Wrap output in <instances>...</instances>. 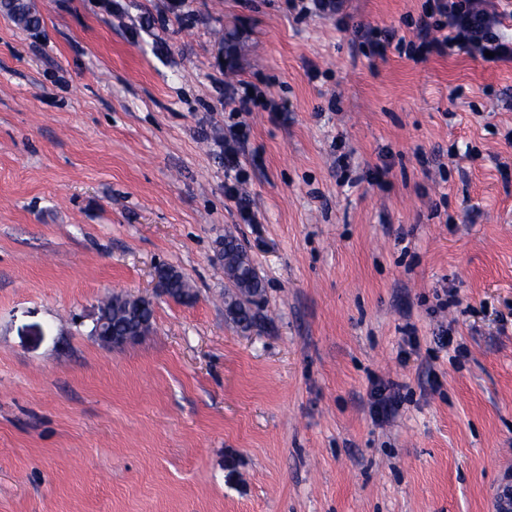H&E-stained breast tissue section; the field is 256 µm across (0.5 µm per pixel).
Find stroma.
<instances>
[{"label":"stroma","instance_id":"35a3bbf8","mask_svg":"<svg viewBox=\"0 0 512 512\" xmlns=\"http://www.w3.org/2000/svg\"><path fill=\"white\" fill-rule=\"evenodd\" d=\"M34 2V28L0 11V512H498L512 64L364 56L359 29L412 39L424 0ZM228 84L258 97L251 223L224 195ZM228 231L265 286L246 330ZM162 265L192 303L156 294ZM113 291L155 311L119 348L93 334ZM292 6L299 8V13L303 15L315 14L317 16L333 19L343 14L345 0H291ZM401 385L389 382L379 387L373 396L371 412L379 421H393L399 414L401 406Z\"/></svg>","mask_w":512,"mask_h":512}]
</instances>
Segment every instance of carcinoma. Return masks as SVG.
<instances>
[{
    "label": "carcinoma",
    "instance_id": "1",
    "mask_svg": "<svg viewBox=\"0 0 512 512\" xmlns=\"http://www.w3.org/2000/svg\"><path fill=\"white\" fill-rule=\"evenodd\" d=\"M0 10L26 28L34 27L40 21L33 0H0ZM220 251L224 274L235 288V292L225 296L226 311L236 324L248 328L254 320L251 305L264 292L263 280L253 271V260L234 235H224ZM158 277L160 286L165 288L173 300L190 303L195 299L190 283L178 271L163 267L158 269ZM101 311L112 324V332L118 335L142 323L149 330L154 321V309L150 303H137L119 296L106 297L102 301Z\"/></svg>",
    "mask_w": 512,
    "mask_h": 512
}]
</instances>
